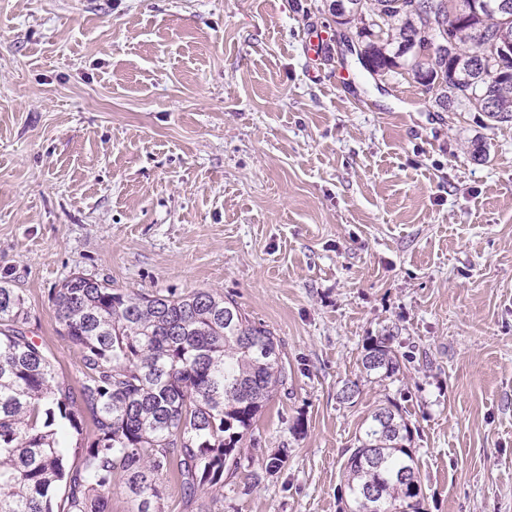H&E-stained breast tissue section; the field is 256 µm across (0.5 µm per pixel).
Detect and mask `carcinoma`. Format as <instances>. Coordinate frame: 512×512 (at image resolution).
<instances>
[{"label":"carcinoma","instance_id":"cac0c4a2","mask_svg":"<svg viewBox=\"0 0 512 512\" xmlns=\"http://www.w3.org/2000/svg\"><path fill=\"white\" fill-rule=\"evenodd\" d=\"M433 2L419 10L414 0H347L341 25L384 76L419 84L430 73L441 109L512 122V83L498 78L491 49L499 30H512V0L501 11H476L473 0ZM466 28L481 38L476 74L446 56H402L416 32ZM53 306L59 335L80 357L76 389L26 335L23 298L0 283V512H108L118 480L137 512H167L172 479L188 503L224 492V473L241 465L256 415L288 382L280 340L212 289L128 292L73 273ZM362 365L391 377L398 358L390 337L371 339ZM411 442L397 405L366 419L346 450V512H423Z\"/></svg>","mask_w":512,"mask_h":512}]
</instances>
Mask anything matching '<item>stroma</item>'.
I'll use <instances>...</instances> for the list:
<instances>
[{"label":"stroma","instance_id":"35a3bbf8","mask_svg":"<svg viewBox=\"0 0 512 512\" xmlns=\"http://www.w3.org/2000/svg\"><path fill=\"white\" fill-rule=\"evenodd\" d=\"M324 4L0 0V281L73 383L74 273L221 290L280 340L251 467L189 507L169 482L168 512H339L344 450L392 403L425 512H512V122L371 76ZM398 364L390 337H376L367 344L362 359V365L367 374L374 373L378 378H388L398 370Z\"/></svg>","mask_w":512,"mask_h":512}]
</instances>
